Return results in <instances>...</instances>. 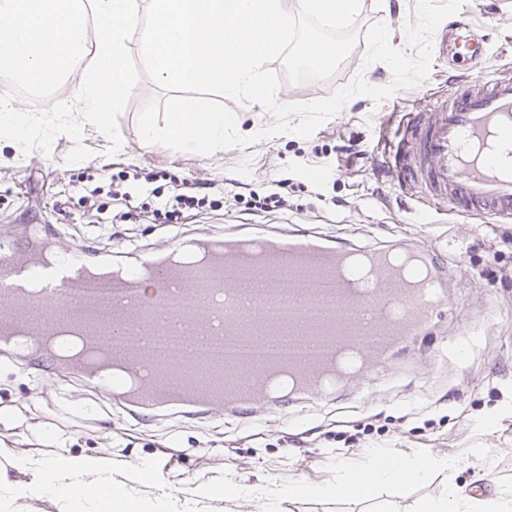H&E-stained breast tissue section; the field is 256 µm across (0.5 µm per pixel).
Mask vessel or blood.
<instances>
[{
	"mask_svg": "<svg viewBox=\"0 0 512 512\" xmlns=\"http://www.w3.org/2000/svg\"><path fill=\"white\" fill-rule=\"evenodd\" d=\"M461 21L446 24L439 36V54L454 52L471 60L476 76L462 80L447 99L420 111L409 135L394 155L397 171L420 179L427 197L462 215H488L494 222H512V78L491 74L484 46L475 35L459 40ZM271 259L272 270H258L264 282L254 303H245L238 284L247 259L239 238L202 231L160 250L147 251L149 286L138 285L136 272L112 290V323L81 319L95 297L82 290L94 271L84 248H73L44 265L37 254L9 249L0 255V357L16 356L31 339H50L74 324L99 356L111 355L110 339L135 336L138 350L125 363L122 378L105 384L91 366L75 361L72 374L105 389L114 405L140 412L159 410L181 401L196 402L207 412L223 415L231 406H248L264 398L258 378L249 395L220 389L198 392L188 379L197 359L186 352L157 359L150 350L154 336H175L238 342L249 336H276L288 331L299 341H325L357 359L356 373L386 361L394 348L418 335L443 305L442 278L424 264L423 276H404L389 264V251L363 247L359 253L375 277L366 295H358L350 276L340 275L347 250L334 247L313 232L255 235ZM288 297L280 319L269 318L264 300ZM328 356L289 362L298 392L324 391Z\"/></svg>",
	"mask_w": 512,
	"mask_h": 512,
	"instance_id": "obj_1",
	"label": "vessel or blood"
}]
</instances>
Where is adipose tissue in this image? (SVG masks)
<instances>
[{
  "instance_id": "ef3b65f1",
  "label": "adipose tissue",
  "mask_w": 512,
  "mask_h": 512,
  "mask_svg": "<svg viewBox=\"0 0 512 512\" xmlns=\"http://www.w3.org/2000/svg\"><path fill=\"white\" fill-rule=\"evenodd\" d=\"M448 457L425 455L403 459L386 452L373 453L365 472L370 486L399 488L404 483L425 479L430 474L453 468ZM116 462L108 455L60 457L29 470L28 480L16 493L20 496L48 493L63 498L93 499L101 512H166L169 494L161 487L131 505L121 495L114 478ZM424 512H512V493H467L449 487L446 495L431 499Z\"/></svg>"
}]
</instances>
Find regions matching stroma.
I'll return each mask as SVG.
<instances>
[{"label": "stroma", "mask_w": 512, "mask_h": 512, "mask_svg": "<svg viewBox=\"0 0 512 512\" xmlns=\"http://www.w3.org/2000/svg\"><path fill=\"white\" fill-rule=\"evenodd\" d=\"M414 4L362 0L353 26L356 45L333 77L315 86H281L279 101L323 98L360 74L370 84H388L386 65L363 63L364 35L382 23L393 46H404ZM459 16L483 35L489 66L512 75V0H466ZM467 70L466 63L436 58L421 84L378 105L353 97L311 139L287 134L209 156L143 146L140 113L148 100L167 95L141 77L118 119L119 154L105 156L107 138L93 127L83 129L82 142L92 152L86 164L103 189L97 208L85 200L80 183L86 164L66 161L74 147L70 136L59 135L47 154L26 155L0 140V240L11 246L23 249L49 238L63 251L81 244L109 251L125 236L146 248L203 228L215 234L316 228L337 244L423 246L439 266L446 295L426 329L364 380L319 398L293 395L230 409L220 421L198 407L185 417L165 411L135 418L102 392L53 382L38 356L0 361V512H95L88 501L12 494L29 478L16 468L17 456L51 460L52 432L70 437L73 457L105 454L147 463L151 480L175 490L169 512H419L452 485L512 490V223L436 209L388 158L410 114L431 107ZM138 167L157 171L156 185L167 197L194 184L196 219L185 226L139 219L117 225L115 237L99 235L94 222L124 210L123 193L133 194L135 206H152L131 177ZM240 179L259 193L287 180L285 209L252 212L246 196L225 198L223 184ZM62 193L69 204L60 214L52 204ZM468 344L472 354L462 355ZM376 451L435 453L455 466L423 483L380 488L368 500L318 496V489L339 484L347 469L363 467ZM207 483L224 487L226 499L188 495V488ZM292 484L304 485L306 494L287 498L284 490Z\"/></svg>", "instance_id": "stroma-1"}]
</instances>
